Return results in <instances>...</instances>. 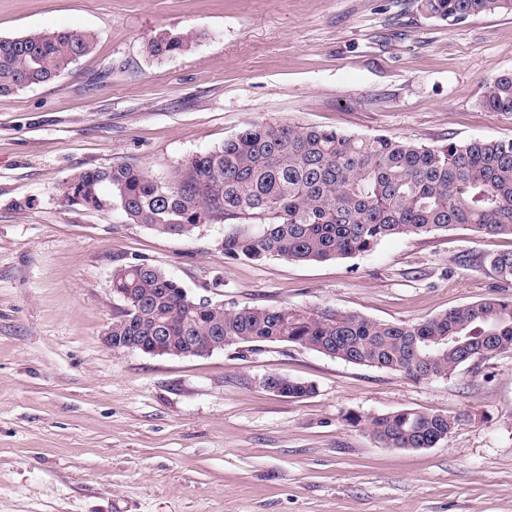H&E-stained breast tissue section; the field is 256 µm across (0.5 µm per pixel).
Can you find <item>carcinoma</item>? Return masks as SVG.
Segmentation results:
<instances>
[{
	"label": "carcinoma",
	"mask_w": 512,
	"mask_h": 512,
	"mask_svg": "<svg viewBox=\"0 0 512 512\" xmlns=\"http://www.w3.org/2000/svg\"><path fill=\"white\" fill-rule=\"evenodd\" d=\"M429 18L457 24L484 13L512 12V0H421ZM90 33L33 32L0 38V94L49 82L89 54ZM190 34H157V57L191 47ZM483 106L512 114V73L486 86ZM65 197L87 209L120 211L126 220L168 235L202 224H258L255 234L224 239V258L327 261L371 251L381 240L446 232L467 225L512 236V140L472 139L427 146L385 136L355 137L288 123H249L212 150L187 156L173 177L157 181L118 165L84 171ZM491 267L512 281V252ZM120 307L112 322L121 350L138 336H222L224 345L288 342L345 362L401 373L415 381L448 378L480 358L512 351V296L482 299L415 323H383L331 310L297 313L208 302L190 296L144 260L112 272ZM268 388L301 398L313 385L272 373ZM345 421L363 425L390 448H433L458 419L400 410Z\"/></svg>",
	"instance_id": "1"
}]
</instances>
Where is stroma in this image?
Wrapping results in <instances>:
<instances>
[{
    "label": "stroma",
    "instance_id": "1",
    "mask_svg": "<svg viewBox=\"0 0 512 512\" xmlns=\"http://www.w3.org/2000/svg\"><path fill=\"white\" fill-rule=\"evenodd\" d=\"M89 32L58 78L0 94V512H512V351L415 382L295 344L170 357L113 350L112 271L137 258L225 306L418 322L512 295L460 225L325 262L224 256L253 224L172 236L69 203L75 175L169 179L247 123L436 146L512 139L486 86L512 72V12L457 25L418 0H0V37ZM191 33L155 57L156 33ZM279 373L313 394L262 386ZM459 422L385 448L347 414Z\"/></svg>",
    "mask_w": 512,
    "mask_h": 512
}]
</instances>
